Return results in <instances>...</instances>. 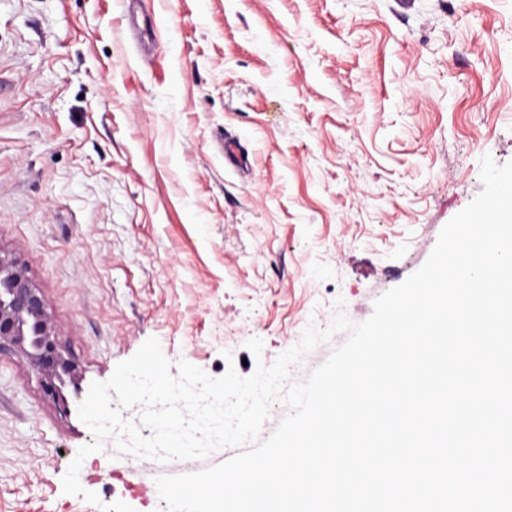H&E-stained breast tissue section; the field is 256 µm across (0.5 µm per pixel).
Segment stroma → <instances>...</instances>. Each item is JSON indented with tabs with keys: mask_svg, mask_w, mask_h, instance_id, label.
Listing matches in <instances>:
<instances>
[{
	"mask_svg": "<svg viewBox=\"0 0 512 512\" xmlns=\"http://www.w3.org/2000/svg\"><path fill=\"white\" fill-rule=\"evenodd\" d=\"M487 155L512 162V0H0V248L77 364L64 416L0 355V512H160L108 440L79 473L98 503L64 493L94 441L78 391L151 337L247 377L366 321Z\"/></svg>",
	"mask_w": 512,
	"mask_h": 512,
	"instance_id": "stroma-1",
	"label": "stroma"
}]
</instances>
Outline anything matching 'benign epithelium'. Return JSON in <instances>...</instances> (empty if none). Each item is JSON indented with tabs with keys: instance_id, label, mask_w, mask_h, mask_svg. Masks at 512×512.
<instances>
[{
	"instance_id": "1",
	"label": "benign epithelium",
	"mask_w": 512,
	"mask_h": 512,
	"mask_svg": "<svg viewBox=\"0 0 512 512\" xmlns=\"http://www.w3.org/2000/svg\"><path fill=\"white\" fill-rule=\"evenodd\" d=\"M24 359L39 375L44 393L61 400L64 377L76 363L60 341L45 296L28 276L24 262L0 249V353Z\"/></svg>"
}]
</instances>
